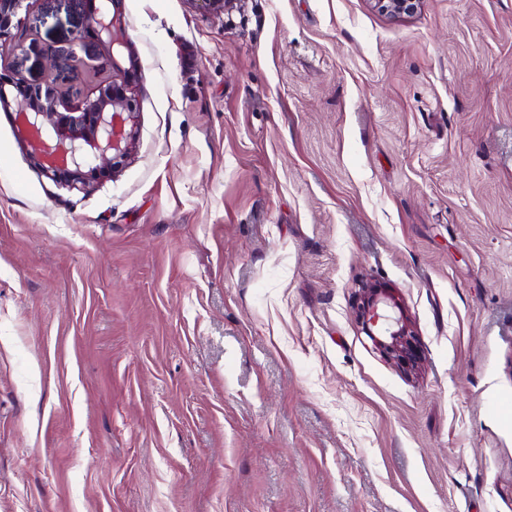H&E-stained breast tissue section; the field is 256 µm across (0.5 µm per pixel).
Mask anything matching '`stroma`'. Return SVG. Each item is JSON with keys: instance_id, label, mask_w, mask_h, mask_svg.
Returning <instances> with one entry per match:
<instances>
[{"instance_id": "1", "label": "stroma", "mask_w": 512, "mask_h": 512, "mask_svg": "<svg viewBox=\"0 0 512 512\" xmlns=\"http://www.w3.org/2000/svg\"><path fill=\"white\" fill-rule=\"evenodd\" d=\"M89 12L34 0L0 69L76 107ZM120 18L111 178L58 187L0 107V512H512V0ZM373 282L415 372L357 322ZM357 320L386 358L404 371L416 370L420 359L418 334L394 289L380 284L364 286L357 306Z\"/></svg>"}]
</instances>
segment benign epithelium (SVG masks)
Wrapping results in <instances>:
<instances>
[{"label": "benign epithelium", "mask_w": 512, "mask_h": 512, "mask_svg": "<svg viewBox=\"0 0 512 512\" xmlns=\"http://www.w3.org/2000/svg\"><path fill=\"white\" fill-rule=\"evenodd\" d=\"M191 4L230 15L236 0H190ZM383 12L414 13L421 0H373ZM121 0H100L87 24L99 41L108 75L79 112H71L53 86L31 84L21 76L0 79V104H9L5 85L17 90L23 106L16 112L20 137L32 165L46 178L70 189H84L96 176L115 173L130 160L138 142V112L128 96L130 71L121 68L115 49L124 46L120 25ZM362 331L386 358L405 371L419 364L418 338L403 302L392 288L372 284L362 288L357 306Z\"/></svg>", "instance_id": "7a95c632"}]
</instances>
